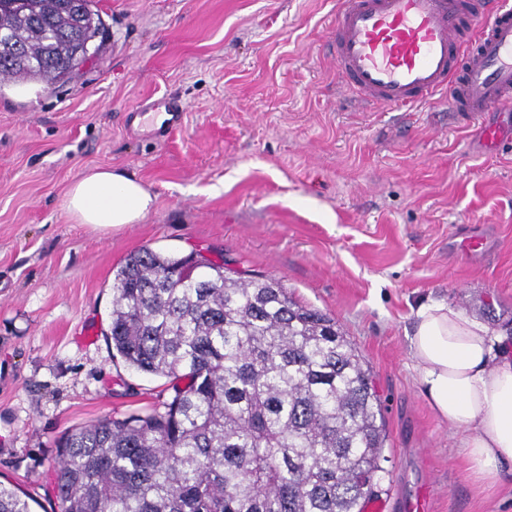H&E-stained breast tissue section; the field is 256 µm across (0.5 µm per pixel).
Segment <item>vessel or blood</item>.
<instances>
[{"instance_id":"1","label":"vessel or blood","mask_w":512,"mask_h":512,"mask_svg":"<svg viewBox=\"0 0 512 512\" xmlns=\"http://www.w3.org/2000/svg\"><path fill=\"white\" fill-rule=\"evenodd\" d=\"M329 50L336 69L370 105L410 108L435 96L461 122L512 111V0H338ZM143 136L167 141L185 121L175 97H148Z\"/></svg>"}]
</instances>
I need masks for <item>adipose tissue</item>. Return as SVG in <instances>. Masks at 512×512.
Masks as SVG:
<instances>
[{
	"instance_id": "adipose-tissue-1",
	"label": "adipose tissue",
	"mask_w": 512,
	"mask_h": 512,
	"mask_svg": "<svg viewBox=\"0 0 512 512\" xmlns=\"http://www.w3.org/2000/svg\"><path fill=\"white\" fill-rule=\"evenodd\" d=\"M154 204L140 181L109 167L87 170L65 197L71 223L99 232L139 223ZM409 342L423 397L440 421L467 431L475 480L495 485L500 463L512 461V354L487 324L434 300L417 307Z\"/></svg>"
}]
</instances>
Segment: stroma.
Returning <instances> with one entry per match:
<instances>
[{
    "label": "stroma",
    "instance_id": "35a3bbf8",
    "mask_svg": "<svg viewBox=\"0 0 512 512\" xmlns=\"http://www.w3.org/2000/svg\"><path fill=\"white\" fill-rule=\"evenodd\" d=\"M98 7L109 38L70 82L0 85V483L56 512L64 431L170 400L169 379L113 361L104 336L113 275L148 247L276 278L336 318L382 399L389 504L427 487L432 512H512V462L473 482L467 433L434 415L409 348L428 300L512 346V112L463 126L443 98L362 104L325 50L336 0ZM162 95L185 103L183 127L131 135L130 107ZM97 166L155 195L143 221L69 222L67 189ZM471 236L482 255L461 248Z\"/></svg>",
    "mask_w": 512,
    "mask_h": 512
}]
</instances>
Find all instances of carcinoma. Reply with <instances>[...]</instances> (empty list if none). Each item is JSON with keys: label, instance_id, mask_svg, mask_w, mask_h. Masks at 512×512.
Wrapping results in <instances>:
<instances>
[{"label": "carcinoma", "instance_id": "cac0c4a2", "mask_svg": "<svg viewBox=\"0 0 512 512\" xmlns=\"http://www.w3.org/2000/svg\"><path fill=\"white\" fill-rule=\"evenodd\" d=\"M97 0H0V80L97 56ZM149 248L112 279V358L173 382L150 411L57 441L58 512H363L387 473L380 397L336 320L281 283ZM0 512H30L0 484Z\"/></svg>", "mask_w": 512, "mask_h": 512}]
</instances>
